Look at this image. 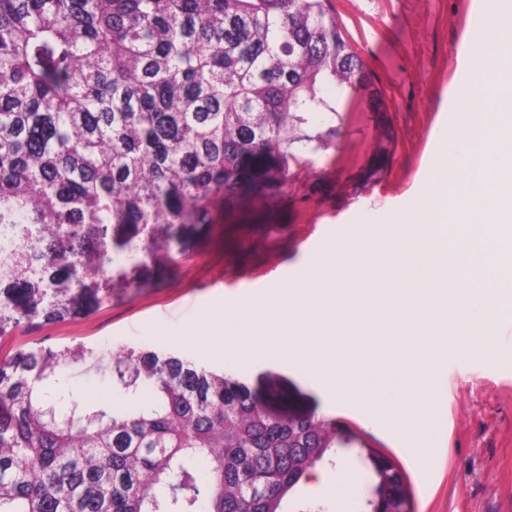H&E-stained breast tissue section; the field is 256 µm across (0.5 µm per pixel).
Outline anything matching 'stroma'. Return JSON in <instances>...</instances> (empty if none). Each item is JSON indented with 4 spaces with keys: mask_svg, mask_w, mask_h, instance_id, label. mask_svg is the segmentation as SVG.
I'll return each instance as SVG.
<instances>
[{
    "mask_svg": "<svg viewBox=\"0 0 512 512\" xmlns=\"http://www.w3.org/2000/svg\"><path fill=\"white\" fill-rule=\"evenodd\" d=\"M343 35L384 94L386 111H371L360 92L345 93L334 147L292 165L273 209L254 200L213 201L214 222L186 255L173 254L146 288L105 298L87 317L57 324L22 323L0 339V358L16 348L81 343L148 347L188 357L258 386L275 372L282 382L265 396L285 412L313 409L335 420L336 465L317 466L321 483L303 480L287 512L315 504L366 512L370 474L363 449L389 456L403 470L412 512H512V320L499 324L489 347L441 359L432 380L439 414H425L429 438L396 425L356 398L331 400L296 364L237 361L224 339L190 330L224 304L268 298L276 287L308 278L362 225L395 223L445 178L446 148L470 134L486 103L459 107L457 87L476 83L475 37L491 33L489 0H328ZM388 129L391 151L371 172L377 136ZM63 379L87 408L112 400L107 369H68Z\"/></svg>",
    "mask_w": 512,
    "mask_h": 512,
    "instance_id": "35a3bbf8",
    "label": "stroma"
}]
</instances>
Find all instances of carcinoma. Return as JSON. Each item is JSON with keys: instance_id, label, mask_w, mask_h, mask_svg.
<instances>
[{"instance_id": "1", "label": "carcinoma", "mask_w": 512, "mask_h": 512, "mask_svg": "<svg viewBox=\"0 0 512 512\" xmlns=\"http://www.w3.org/2000/svg\"><path fill=\"white\" fill-rule=\"evenodd\" d=\"M346 89L381 111L324 0H0V335L149 284L214 198L276 194L335 144ZM104 361L115 405L43 391ZM339 444L333 420L176 355L79 343L0 360V512H284ZM364 459L370 512H410L397 465Z\"/></svg>"}]
</instances>
